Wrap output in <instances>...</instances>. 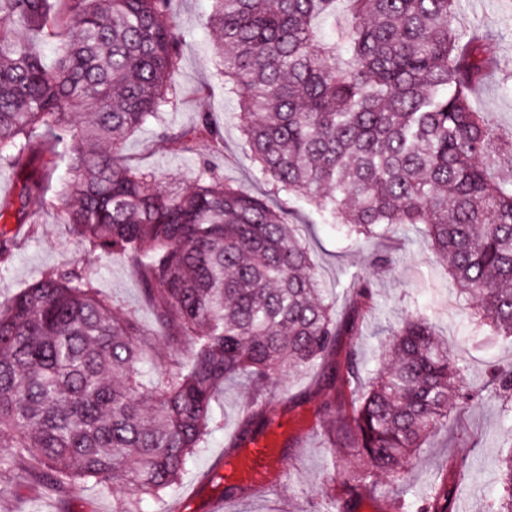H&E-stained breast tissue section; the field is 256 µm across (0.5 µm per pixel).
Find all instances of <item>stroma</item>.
I'll return each mask as SVG.
<instances>
[{"instance_id": "1", "label": "stroma", "mask_w": 512, "mask_h": 512, "mask_svg": "<svg viewBox=\"0 0 512 512\" xmlns=\"http://www.w3.org/2000/svg\"><path fill=\"white\" fill-rule=\"evenodd\" d=\"M212 6V0H173L186 33L178 71L184 100L163 112L160 125L131 134L122 158L133 167L157 171L162 185L191 189L208 145L200 141L189 151L171 136L192 128L199 113L210 112L223 135L224 147L216 162L225 181L262 194L268 186L255 176L235 105L216 76L213 35L202 26ZM461 19L491 38L497 59L472 104L484 112L491 126L511 134L512 0H464ZM288 208L289 223L310 247L321 288L336 298L338 318L354 313L346 291L352 275H362L371 284V307L364 312L357 335L339 337L338 356L352 351L365 372L380 369L388 334L405 319L407 305L413 302L430 318L436 336L459 358L465 385L483 391L475 406L454 405L453 427L429 437L409 460L404 482L383 478L366 492V499L374 503L376 512H393L394 502L417 503L440 476L450 478L454 466L461 464L466 478H450L448 483L454 512H487V503L498 489L497 462L512 441V421L503 416L502 398L487 388V373L490 365L512 363V345L495 336L490 327H477L471 303L459 297L419 227L405 226L384 237L349 242L335 225L318 223L310 205L292 200ZM75 264L83 266L93 285L136 319L143 331L142 343L156 347V356L140 367L143 376H159L184 360V349L156 336L154 311L142 295L131 260L88 252L61 223L56 210L37 199L29 204L28 222L19 227L11 261L0 265V307L44 273ZM258 399L268 403L274 421L288 427L281 450L288 477L271 479L259 493L225 492L204 476L230 440L237 438L247 410ZM339 402L337 391L325 387L318 366L277 377L260 394L245 379L225 381L214 405L216 424L205 446L188 463L178 484L157 496L126 487L108 489L92 479L75 484L65 495L51 496L43 490L35 462L5 448L0 450L7 459L0 466V512H165L175 503L180 512H192V503L202 504L212 497L224 498L226 512H319L330 497L340 495L343 482L359 463L358 449L332 448L327 442V429L341 421Z\"/></svg>"}]
</instances>
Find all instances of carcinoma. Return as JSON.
<instances>
[{"instance_id":"cac0c4a2","label":"carcinoma","mask_w":512,"mask_h":512,"mask_svg":"<svg viewBox=\"0 0 512 512\" xmlns=\"http://www.w3.org/2000/svg\"><path fill=\"white\" fill-rule=\"evenodd\" d=\"M341 38L316 23L336 0H213L208 26L239 105L245 143L269 190L224 183L211 162L188 192L124 164L134 130L181 101L183 34L172 0H0V23L71 31L52 67L13 29L0 30V163L22 176L0 199V262L29 202L53 192L63 222L89 252L134 261L156 335L188 345L161 376L139 375L150 347L84 269L45 273L0 309V447L36 458L44 486L66 491L94 479L155 495L174 486L214 420L224 381L257 388L288 369L334 360L335 299L318 286L309 247L280 198H307L348 239L421 225L480 324L512 343V137L471 104L492 64L471 36L458 0H347ZM222 141L210 112L180 145ZM67 177L54 179L59 163ZM348 292L368 305L367 279ZM464 367L414 310L392 330L384 366L362 384L356 353L332 363L343 427L361 464L346 483L345 512L364 489L450 424ZM492 385L512 413V365ZM260 403L239 438L270 422ZM488 512H512V451L498 460ZM416 512H448L447 482Z\"/></svg>"}]
</instances>
